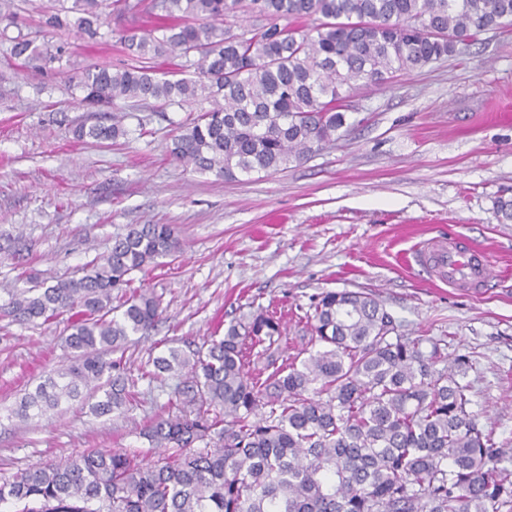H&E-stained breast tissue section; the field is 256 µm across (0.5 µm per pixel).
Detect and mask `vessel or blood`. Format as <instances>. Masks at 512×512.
<instances>
[{"label":"vessel or blood","instance_id":"b4317fda","mask_svg":"<svg viewBox=\"0 0 512 512\" xmlns=\"http://www.w3.org/2000/svg\"><path fill=\"white\" fill-rule=\"evenodd\" d=\"M418 256H431L438 275L457 288L478 289L493 276L487 250L468 239L453 235L418 248Z\"/></svg>","mask_w":512,"mask_h":512}]
</instances>
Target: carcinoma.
<instances>
[{"instance_id": "carcinoma-1", "label": "carcinoma", "mask_w": 512, "mask_h": 512, "mask_svg": "<svg viewBox=\"0 0 512 512\" xmlns=\"http://www.w3.org/2000/svg\"><path fill=\"white\" fill-rule=\"evenodd\" d=\"M244 0H71L36 8L35 31L9 38L31 69L61 60L55 31L95 42L103 5L131 18L119 37L137 64L73 71L82 102H206L169 153L226 179L287 168L351 128L346 100L360 85L454 54L487 28L512 25V0H249L263 17L235 33L224 19ZM194 70L196 77L184 76ZM82 140L127 135L122 118L79 124ZM168 224H132L78 278L1 288L0 313L20 323L69 315L63 365L10 413L32 419L96 398V417L136 404L122 350L146 333L160 301L127 292L133 273L179 252ZM122 302L112 306V293ZM306 316L310 336L284 355L276 313L232 321L208 346L171 347L150 378H182V411L141 430L161 450L148 462L117 448L77 451L63 463L0 484L15 512H512V448L483 429L470 406L465 355L445 337L402 336L370 294L327 291ZM204 447L197 448L195 444Z\"/></svg>"}]
</instances>
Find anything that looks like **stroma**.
Masks as SVG:
<instances>
[{
	"label": "stroma",
	"instance_id": "obj_1",
	"mask_svg": "<svg viewBox=\"0 0 512 512\" xmlns=\"http://www.w3.org/2000/svg\"><path fill=\"white\" fill-rule=\"evenodd\" d=\"M112 16L91 45L58 31L51 70L17 67L0 43V288L51 281L84 265L132 224H169L181 250L135 274L162 299L148 335L124 359L137 379L127 416H92L76 403L43 418L0 417V478L76 451L125 448L157 458L140 437L156 415L178 414L174 377L147 378L150 354L203 344L258 310L281 317L292 347L326 291L372 294L404 336H444L470 356L472 410L512 443V223L495 200L512 195V27L480 33L457 52L383 85L354 90L356 125L303 163L226 180L170 156L189 108L115 101L127 140L74 136L85 109L71 71L129 62ZM463 233L487 248L494 276L481 292L441 283L415 262L419 243ZM68 318L20 324L0 315V406L13 408L73 354Z\"/></svg>",
	"mask_w": 512,
	"mask_h": 512
}]
</instances>
